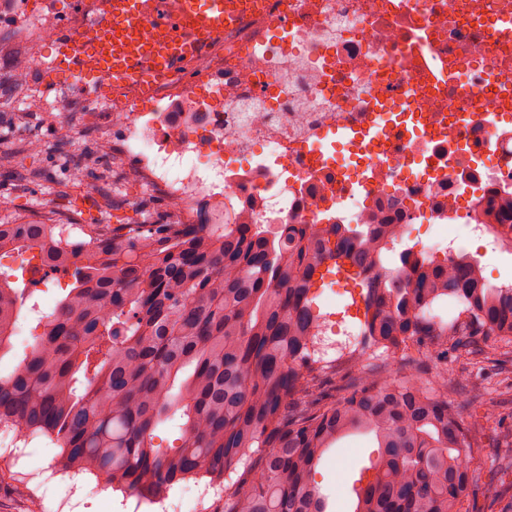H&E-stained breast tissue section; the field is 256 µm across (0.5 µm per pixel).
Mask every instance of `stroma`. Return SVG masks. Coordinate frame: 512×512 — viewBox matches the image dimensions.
<instances>
[{"instance_id": "obj_1", "label": "stroma", "mask_w": 512, "mask_h": 512, "mask_svg": "<svg viewBox=\"0 0 512 512\" xmlns=\"http://www.w3.org/2000/svg\"><path fill=\"white\" fill-rule=\"evenodd\" d=\"M54 99V92L43 85L29 86L17 105L20 121L0 126V142H20L27 147L20 158L0 161V222L52 218L65 224H120L134 217L157 223L166 210L165 201L144 191L138 182H129L125 191L140 196V207L128 214L113 208L111 131L75 108L67 114L72 134L68 141H61L54 131L60 115L45 108ZM74 166L84 168L88 180L69 194H60L58 186L67 181L68 170ZM34 170L43 172V180L27 181V173ZM505 346L504 340L486 336L471 337L466 353L452 343L417 346L412 361L395 368L400 378L419 366L447 369L448 396L461 404L462 417L475 427L480 444L473 464L480 512H490L495 503L512 504V443L505 438L512 433V398L501 397L493 405L481 398L498 386ZM375 451L373 436L356 434L341 438L324 453L315 481L328 497L327 512H354L355 505L347 496L349 476ZM57 453L46 438L25 443L14 431L0 429V512H34L40 500L50 512H89L106 494L112 497V512H165L190 497L199 498L205 510L223 502L225 487L238 478L237 473H230L220 486L206 477L192 478L174 485L155 503L141 505L122 491L106 492L101 475L60 471L55 464Z\"/></svg>"}]
</instances>
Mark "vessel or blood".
<instances>
[{
  "mask_svg": "<svg viewBox=\"0 0 512 512\" xmlns=\"http://www.w3.org/2000/svg\"><path fill=\"white\" fill-rule=\"evenodd\" d=\"M149 11L154 24L167 34L166 49H152L141 39L136 16ZM237 14L233 0H183L181 10L162 9L159 0H108L104 24L117 32L110 45H100L96 31L81 35L61 28L59 52L46 78L47 87L70 82L86 91L105 93L99 82V70H109L116 82L140 77L142 70L163 74L180 68L183 60L195 52L209 37L222 32L225 19Z\"/></svg>",
  "mask_w": 512,
  "mask_h": 512,
  "instance_id": "obj_1",
  "label": "vessel or blood"
}]
</instances>
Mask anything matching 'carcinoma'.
<instances>
[{"instance_id":"cac0c4a2","label":"carcinoma","mask_w":512,"mask_h":512,"mask_svg":"<svg viewBox=\"0 0 512 512\" xmlns=\"http://www.w3.org/2000/svg\"><path fill=\"white\" fill-rule=\"evenodd\" d=\"M0 112L23 93L0 72ZM399 225L0 223V252L31 251L33 272L70 278L41 339L0 373V427L60 448L65 472H103L112 486L155 500L190 478L224 482V512H326L313 480L338 438L374 435L379 456L355 512H476L472 461L480 448L448 398V371L364 370L450 336L512 338V288H494L468 258L412 250L388 267ZM348 267L361 289V341L348 352L342 393L320 387L323 315L313 289ZM453 297L465 320L430 309ZM23 298L0 271V356L12 349ZM181 420L182 444L163 451L155 430Z\"/></svg>"}]
</instances>
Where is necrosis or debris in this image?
Returning <instances> with one entry per match:
<instances>
[{
	"instance_id": "necrosis-or-debris-1",
	"label": "necrosis or debris",
	"mask_w": 512,
	"mask_h": 512,
	"mask_svg": "<svg viewBox=\"0 0 512 512\" xmlns=\"http://www.w3.org/2000/svg\"><path fill=\"white\" fill-rule=\"evenodd\" d=\"M182 71L58 92L57 111L104 113L120 133L115 168L187 224H426L415 246L492 249L512 206V0H265ZM53 0L28 18L36 51L21 83L52 63ZM465 225L458 237L457 225Z\"/></svg>"
}]
</instances>
